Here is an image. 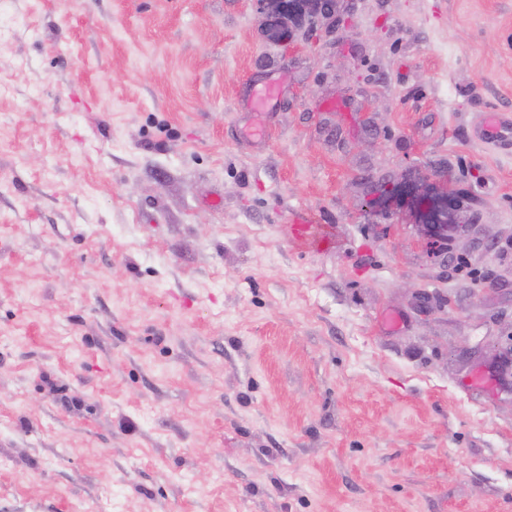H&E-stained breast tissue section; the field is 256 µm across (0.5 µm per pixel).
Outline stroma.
<instances>
[{
  "label": "stroma",
  "mask_w": 512,
  "mask_h": 512,
  "mask_svg": "<svg viewBox=\"0 0 512 512\" xmlns=\"http://www.w3.org/2000/svg\"><path fill=\"white\" fill-rule=\"evenodd\" d=\"M339 7L0 0V512H512V0ZM260 12L269 20L267 35L275 44L290 49L293 45L289 24L306 13L332 18L327 32L333 34L336 27V0H254Z\"/></svg>",
  "instance_id": "1"
}]
</instances>
